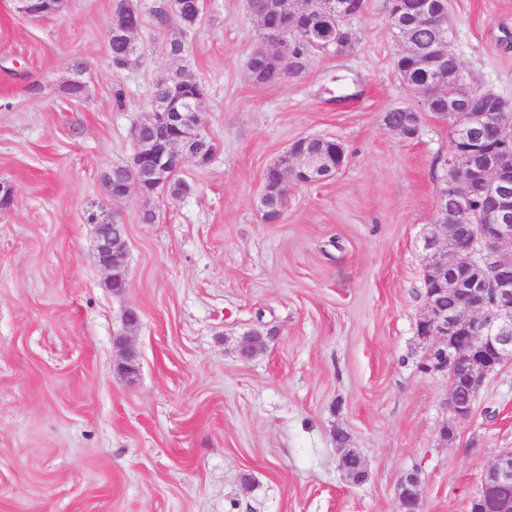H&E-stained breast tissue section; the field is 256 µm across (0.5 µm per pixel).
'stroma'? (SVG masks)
<instances>
[{
	"label": "stroma",
	"instance_id": "obj_1",
	"mask_svg": "<svg viewBox=\"0 0 512 512\" xmlns=\"http://www.w3.org/2000/svg\"><path fill=\"white\" fill-rule=\"evenodd\" d=\"M114 2L31 17L0 0V185L13 192L0 210V512H399L410 472L423 512H469L485 465L512 449V363L441 445L448 378L417 325L453 122L423 113L415 139L386 125L419 104L395 69L391 0H365L351 51L277 85L249 76L248 0H204L188 33L145 20L141 63L122 70ZM447 14L466 82L512 108V0H448ZM180 68L208 89L210 163L184 164L181 197L111 200L104 174L130 160L156 76ZM309 135L339 140L348 162L291 182L267 223L264 174ZM112 216L128 244L120 294L96 258L95 223ZM255 327L273 337L246 359ZM124 333L131 381L113 345ZM341 433L363 485L339 468Z\"/></svg>",
	"mask_w": 512,
	"mask_h": 512
}]
</instances>
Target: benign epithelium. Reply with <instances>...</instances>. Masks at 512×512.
<instances>
[{"mask_svg":"<svg viewBox=\"0 0 512 512\" xmlns=\"http://www.w3.org/2000/svg\"><path fill=\"white\" fill-rule=\"evenodd\" d=\"M251 14L262 18L268 11L286 5L284 0H249ZM392 7L414 17L432 29L437 39L434 56L421 59V65L436 67L434 80L414 87L424 108H429L439 89L447 85L458 87L455 94H445L448 115L464 138L476 131L475 116L483 111L482 101L488 92L463 84L462 66L448 41L447 15L438 10L436 0H393ZM362 13L350 8L348 0H324L302 26L296 25L298 12L284 10L285 24L264 27L257 48L268 51L284 46L287 37L297 32L310 45L329 53L338 47V40L349 22ZM140 20L135 14L111 17L107 29L113 43L126 44L135 49L133 34ZM194 113L191 135L201 137L204 121L198 106L186 97L156 102L148 122L179 127L183 112ZM186 157L176 149V142L157 138L141 143L138 154L128 166L135 177L133 190L145 202L154 194L142 189L150 179L159 177L168 168L183 167ZM283 177L281 185L288 189V177L301 173L303 182L316 183L327 179L323 163L316 156L289 147L278 159ZM444 189L438 199V219L426 229L422 237L427 255L424 267L425 314L418 323L419 336L433 341L441 350L434 359L433 368L444 370L448 376L449 420L439 430V439L448 443L449 432L455 424L469 420L474 413V401L487 377L503 363L512 359V153H496L485 157L473 156L465 173H460L453 161L446 165ZM478 194L487 200L481 223L470 221L472 196ZM451 196L455 201L448 210L443 199ZM126 251V240L112 241V222L99 225L97 261L107 272L116 270L121 253ZM453 286L459 297L458 305L450 310L444 305L448 286ZM119 351V368L132 376L138 372L132 364V346L126 336L114 341ZM343 452L340 466L353 485H361L368 478L366 464L354 448L347 447L348 438H339ZM400 484L411 486L413 505L399 499L401 512H422V486L414 473L405 475ZM512 450L491 459L481 475L480 490L475 500L484 512H512Z\"/></svg>","mask_w":512,"mask_h":512,"instance_id":"7a95c632","label":"benign epithelium"}]
</instances>
